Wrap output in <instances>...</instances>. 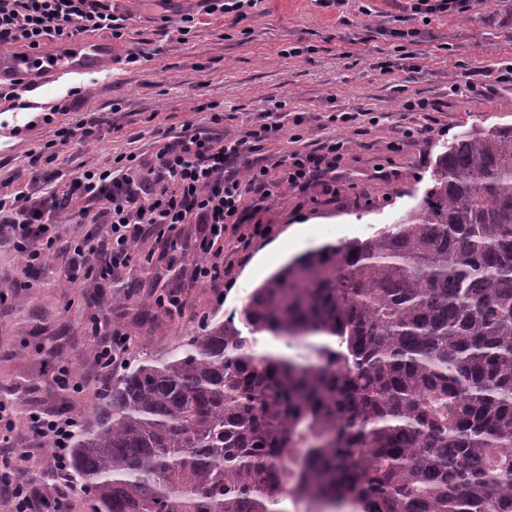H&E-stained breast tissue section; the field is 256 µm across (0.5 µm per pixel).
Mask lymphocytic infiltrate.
Masks as SVG:
<instances>
[{
	"instance_id": "1",
	"label": "lymphocytic infiltrate",
	"mask_w": 512,
	"mask_h": 512,
	"mask_svg": "<svg viewBox=\"0 0 512 512\" xmlns=\"http://www.w3.org/2000/svg\"><path fill=\"white\" fill-rule=\"evenodd\" d=\"M126 22V16L114 13L105 0H0V47L38 49L95 31L119 39ZM282 136L281 122L269 111L262 113L259 124L234 138L186 124L179 132L156 138L150 161L128 153L115 157L107 168L82 167L65 183L54 175H35L28 186L0 191V224L11 228L25 264L35 266L55 253L61 238L58 214L72 212L76 223L88 227L70 244L74 260L67 278L72 282L88 262L94 263L99 278L117 277L133 262L138 242L152 237L173 241L185 225L202 224L206 232L195 243L199 260L190 276L199 283L218 284L227 263L224 232L228 225L240 223L248 199L263 203L283 190L304 192L315 184L330 193L336 190L343 143L332 139L307 149L301 147L300 135H293L296 149L273 169L256 152L260 143ZM33 239L40 240V249H28ZM91 330L96 347L87 374L73 383L78 393L105 380L127 352L125 334L97 319ZM73 423L67 416L33 414L22 419L0 402V502L7 512H56L61 503L59 497L35 491L26 478L29 458L15 447L18 429L27 428L38 442L55 447L52 472L62 482L69 476L63 448Z\"/></svg>"
}]
</instances>
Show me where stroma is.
Wrapping results in <instances>:
<instances>
[{
  "label": "stroma",
  "instance_id": "obj_1",
  "mask_svg": "<svg viewBox=\"0 0 512 512\" xmlns=\"http://www.w3.org/2000/svg\"><path fill=\"white\" fill-rule=\"evenodd\" d=\"M410 0H349L347 12L359 26L343 25L336 8L317 0H260L240 23L231 15L206 14L203 0H115L116 12L128 15L123 38L93 33L107 43L116 60L112 70L44 81L23 93L34 108L21 109L0 101V189L28 184L33 167L30 153L54 137L50 126L35 124V109L66 102L70 123L86 112L106 118L90 142L72 140L56 163L63 179L82 165H111L120 154L150 157L157 132L180 131L188 123L219 126L235 137L258 121L268 100L281 102L283 136L262 143L267 162L280 160L300 134L313 147L336 139L349 152L336 171V193L321 186L307 192L289 191L286 198L247 206L240 225L228 227L224 249L232 264L220 286L194 283L189 269L196 259L193 242L199 224L187 225L176 249L153 244L150 262H134L119 282L93 278L69 283L66 250L42 267H25L9 242L0 243V397L13 400L24 413L80 417L91 406L58 379L61 367L87 369L95 339L87 333L91 318L132 336L130 356H157L198 332L204 317L240 312L255 288L292 258L278 250L289 231H299L302 251L327 244L366 238L394 223L421 197L439 155L452 140L475 126L512 123V86L496 82L492 72L512 58V33L502 27L512 0H494L480 17L444 14L416 18L413 28L427 57L417 69L381 70L393 53L387 29L410 12ZM195 21L189 34H179L185 14ZM290 46L299 56L286 55ZM137 63L123 64L128 52ZM487 69L480 92L450 94L463 85L473 68ZM77 86L81 95L68 96ZM418 95L434 101L433 112H406L401 100ZM369 112L376 125L359 135L330 122L336 110ZM415 128L406 138L407 128ZM387 178H380L379 169ZM271 224V236L254 238L240 249L239 238L253 225ZM131 287L124 312L113 311L114 285ZM177 291L183 307L169 316L143 319L139 299L154 289Z\"/></svg>",
  "mask_w": 512,
  "mask_h": 512
}]
</instances>
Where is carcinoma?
Listing matches in <instances>:
<instances>
[{"label": "carcinoma", "instance_id": "carcinoma-1", "mask_svg": "<svg viewBox=\"0 0 512 512\" xmlns=\"http://www.w3.org/2000/svg\"><path fill=\"white\" fill-rule=\"evenodd\" d=\"M91 400L70 448L92 512H512V125L460 134L394 223L295 259Z\"/></svg>", "mask_w": 512, "mask_h": 512}]
</instances>
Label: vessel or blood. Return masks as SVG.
Segmentation results:
<instances>
[{
    "label": "vessel or blood",
    "mask_w": 512,
    "mask_h": 512,
    "mask_svg": "<svg viewBox=\"0 0 512 512\" xmlns=\"http://www.w3.org/2000/svg\"><path fill=\"white\" fill-rule=\"evenodd\" d=\"M111 65V54L99 42L74 40L59 50L47 53L30 49L9 54L0 52V81L16 80L25 87L30 76L39 70L50 76L62 77L82 75Z\"/></svg>",
    "instance_id": "obj_1"
}]
</instances>
